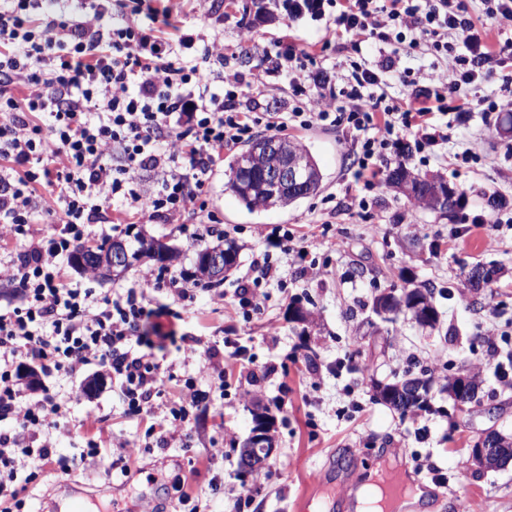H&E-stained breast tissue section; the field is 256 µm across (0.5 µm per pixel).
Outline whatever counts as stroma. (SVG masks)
<instances>
[{"mask_svg": "<svg viewBox=\"0 0 512 512\" xmlns=\"http://www.w3.org/2000/svg\"><path fill=\"white\" fill-rule=\"evenodd\" d=\"M168 35H185L189 51L202 53L213 38L224 41L231 66L251 77L256 58L248 41L277 42L320 52L333 39L334 14L315 20L288 16L285 0H216V9L201 18L192 0H170ZM512 87V55H503L491 77L449 93V107L469 102L468 121L448 130L441 156L392 150L381 167L399 162L424 174L440 176L462 201L452 216L418 208L386 185L363 190L353 178L355 166L348 135L340 127L309 130L288 128L283 136L301 143L317 160L322 187L313 196L285 208L251 213L228 191L227 150L212 168L207 208L168 224L148 214H126L123 205L106 208L104 220L92 228L93 243L124 236L127 228L167 240L177 247L175 272L190 273L198 249L234 242L237 266L225 277L224 307L208 292L183 302L169 291L155 292V303L166 306L161 354L175 379L167 390L177 393L186 378H194L209 398L186 426L189 448L173 442L147 447L151 418L128 412L110 379L87 387L82 375L22 377L27 398L42 396L50 386L65 402L68 425L56 443V454L77 458L66 476L45 468L41 482L26 492L28 512H52L65 483L90 500L89 512H102L117 498L132 512H304L313 472L332 471L329 493L336 512H347L351 495L366 472L380 459L406 473L442 474L418 512H512V464L480 472L468 465V450L481 433L496 430L512 435V389L499 385L495 360L486 354L484 333L490 324L512 333V228L496 226L492 197L512 202V133H504L501 115L484 111L487 98H501ZM480 140L478 158L463 162L457 155L471 140ZM365 196L368 206L354 205ZM218 223H211V216ZM294 235L290 253L272 251L276 228ZM272 251L281 279L267 286L268 300L250 316L234 309L233 293L250 274L252 262ZM493 266L498 274L490 288L474 294L466 277L475 265ZM143 265L122 277L105 280L88 276L64 263L69 286L113 296L134 287ZM424 286L440 314L432 335L422 334L409 314L376 322L371 312L375 296L385 291ZM224 353L228 385L212 390L194 363L184 362L180 349ZM369 371H360V364ZM479 371L481 401L458 409L440 386L450 376ZM428 373L434 388L428 409L399 414L378 400L372 385L393 374ZM268 407L274 418L275 452L270 464L282 467L279 477L264 480L261 471L245 475L239 448L254 426L252 409ZM139 451L126 477L111 469L80 464L90 443L103 455L118 457L119 442Z\"/></svg>", "mask_w": 512, "mask_h": 512, "instance_id": "stroma-1", "label": "stroma"}]
</instances>
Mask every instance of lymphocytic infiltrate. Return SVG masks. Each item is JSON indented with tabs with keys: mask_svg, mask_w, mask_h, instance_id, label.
Masks as SVG:
<instances>
[{
	"mask_svg": "<svg viewBox=\"0 0 512 512\" xmlns=\"http://www.w3.org/2000/svg\"><path fill=\"white\" fill-rule=\"evenodd\" d=\"M6 0L0 5V237H26L20 263L0 262V282L21 289L22 306L0 312V512H21L20 497L47 464L69 474L55 455L65 408L52 392L33 401L17 386L30 360L46 376H69L97 364L111 374L130 413L152 417L150 432L166 443L182 439L202 394L184 382L168 395L170 370L155 355L147 329L162 315L151 290L167 284L193 300L188 276L146 273L117 298L65 284L61 256L86 240L104 205L121 200L129 211L171 222L203 209L205 177L223 150L249 139L255 126L282 131L325 122L346 125L357 177L380 180L378 161L394 135L417 148L448 141V93L488 77L496 62L462 0H288V14L323 18L339 6L336 35L354 59L343 66L303 49L252 44L259 62H275L286 110L263 112L269 86L255 73L257 95L245 98L243 77L224 64V43L213 39L198 57L180 55L158 22L131 16L112 27L105 0ZM390 46L389 55L362 58V45ZM427 48L444 69L414 78L403 53ZM410 87L412 99L387 101L379 89L390 77ZM23 87L16 98L12 90ZM425 100L413 108V99ZM44 165L31 170L32 162ZM64 214L62 227L34 232L40 218Z\"/></svg>",
	"mask_w": 512,
	"mask_h": 512,
	"instance_id": "1",
	"label": "lymphocytic infiltrate"
}]
</instances>
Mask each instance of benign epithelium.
<instances>
[{
	"label": "benign epithelium",
	"mask_w": 512,
	"mask_h": 512,
	"mask_svg": "<svg viewBox=\"0 0 512 512\" xmlns=\"http://www.w3.org/2000/svg\"><path fill=\"white\" fill-rule=\"evenodd\" d=\"M263 153L276 159L275 164L263 170L262 189L272 196L294 193L307 186L313 179V166L310 158L302 153L288 150V144L278 138H262L243 154L244 171L250 170L251 156ZM173 246L163 240L144 238L140 249L132 253L126 243L116 240L110 251L98 255L97 262L105 277H114L123 273L135 260L145 253L151 257L165 258ZM200 274L213 281L224 279V249L218 248L206 256L201 263ZM451 383L458 392L457 404L465 406L477 400L479 382L464 375H456ZM254 431L243 441L244 448L273 449L270 435L260 425V418H255ZM469 458L477 469L494 470L506 467L512 462V437L498 431H490L481 436L470 448Z\"/></svg>",
	"instance_id": "7a95c632"
}]
</instances>
